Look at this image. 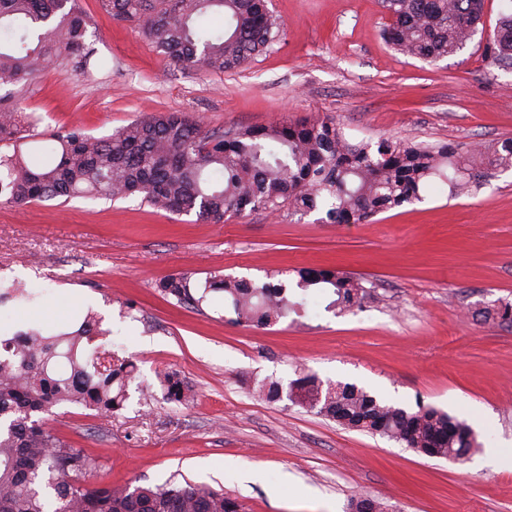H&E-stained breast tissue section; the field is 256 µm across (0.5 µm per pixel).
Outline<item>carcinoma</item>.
<instances>
[{"label":"carcinoma","instance_id":"1","mask_svg":"<svg viewBox=\"0 0 512 512\" xmlns=\"http://www.w3.org/2000/svg\"><path fill=\"white\" fill-rule=\"evenodd\" d=\"M116 20L135 23L175 63L224 72L241 67L275 40L266 0H100ZM484 0H383L392 18L384 32L395 50L436 61L463 48L482 23ZM224 27L202 25L207 11ZM78 0H0V86H26L55 62L86 74L94 49ZM486 53L512 60V5L486 39ZM30 116L0 108V203L25 205L62 198L138 196L173 214L195 213L216 223L250 208L319 211L329 224H358L422 199L435 179L458 194L477 167L512 169V139L463 150L452 143L410 144L382 137L352 142L340 123L299 119L259 127L205 130L183 112H155L108 136L81 128L58 130L52 144L33 146ZM285 281L257 284L209 273L204 283L178 273L155 283L165 297L199 311L209 294L222 295L233 321L269 327L322 296L328 311L359 307L369 294L360 278L331 269L299 270ZM20 283L0 292V307L35 306ZM89 311L75 328L32 325L0 337V512H244L235 498L207 485L170 478L154 487L118 490L87 479L96 460L53 435L39 415L61 404L102 417L124 407L133 363L110 350L87 351L99 334ZM166 400L188 404L193 389L178 374L159 375ZM282 384L263 381L256 393L282 398ZM289 400L349 429L379 434L424 456L459 461L478 446L472 427L434 407L387 403L354 384L326 385L306 374L289 385Z\"/></svg>","mask_w":512,"mask_h":512}]
</instances>
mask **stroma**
<instances>
[{"label": "stroma", "mask_w": 512, "mask_h": 512, "mask_svg": "<svg viewBox=\"0 0 512 512\" xmlns=\"http://www.w3.org/2000/svg\"><path fill=\"white\" fill-rule=\"evenodd\" d=\"M80 5L100 71L55 65L21 92L0 86V103L38 116L45 136L72 126L104 136L152 112H183L210 131L319 115L357 141L512 138V64L484 51L504 0H484L483 31L435 62L385 42L382 0H268L278 37L224 73L178 66L98 0ZM321 267L361 277L362 306L335 314L319 303L256 329L227 321L220 301L198 311L155 287L183 271L262 283ZM17 280L40 303L1 308V325L66 326L93 309L97 346L137 365L112 417L70 404L45 416L96 456L95 481L121 489L177 474L246 512H350L358 497L385 512H512V468L485 458L486 447L512 449V327L495 314L512 304V169L456 198L440 185L361 224L261 210L210 224L136 198L0 204V291ZM161 370L178 372L195 402H167ZM306 374L446 411L471 424L479 446L462 463L430 459L251 391L254 378L286 385Z\"/></svg>", "instance_id": "35a3bbf8"}]
</instances>
